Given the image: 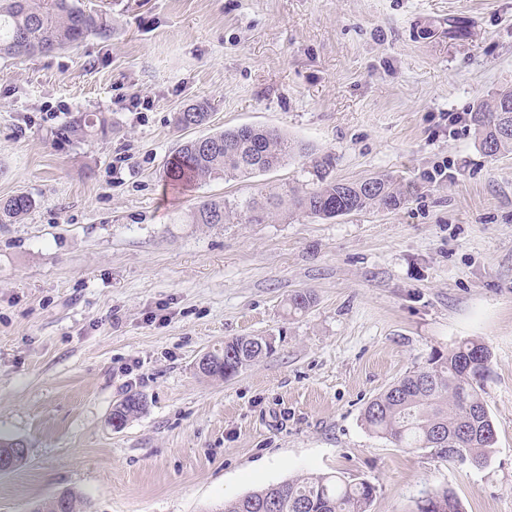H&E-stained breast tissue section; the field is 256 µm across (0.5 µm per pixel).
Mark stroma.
Segmentation results:
<instances>
[{
    "label": "stroma",
    "instance_id": "1",
    "mask_svg": "<svg viewBox=\"0 0 512 512\" xmlns=\"http://www.w3.org/2000/svg\"><path fill=\"white\" fill-rule=\"evenodd\" d=\"M79 4L105 35L0 59V199L37 202L0 224V434L28 444L0 474V512L66 491L87 512H222L319 473L370 481L371 512H414L444 487L464 512H512V152L485 156L470 121L512 88V0ZM200 99L209 124L178 126ZM84 113L104 129L69 135ZM245 124L332 155L335 178L391 176L407 201L191 223L204 200L307 180L297 157L171 185L180 143ZM441 163L447 177L428 181ZM306 289L314 304L291 310ZM252 335L272 353L227 381L196 373ZM471 338L491 353L486 465L368 432L374 396ZM129 392L146 407L113 428Z\"/></svg>",
    "mask_w": 512,
    "mask_h": 512
}]
</instances>
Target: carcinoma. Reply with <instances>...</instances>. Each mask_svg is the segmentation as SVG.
<instances>
[{"mask_svg": "<svg viewBox=\"0 0 512 512\" xmlns=\"http://www.w3.org/2000/svg\"><path fill=\"white\" fill-rule=\"evenodd\" d=\"M106 31V24L86 13L77 0H0V57L44 55L63 51ZM210 105L197 101L177 113L188 129L207 124ZM483 153L494 158L512 151V88L471 112ZM294 156L309 158L312 187L288 186L283 192L239 200H205L191 215L193 224H272L281 206L311 217L332 219L368 208H399L406 195L393 178L378 175L365 181L331 177L333 158L315 156L275 129L226 128L176 149L168 171L176 181L191 183L237 180L265 174ZM36 207V200L17 194L0 200V224H16ZM314 303L308 290L290 295L288 304L304 312ZM273 351L264 336H238L211 351L224 360V370L207 373L228 380ZM490 352L476 339H466L432 357L427 365L390 384L367 403L362 421L368 431L400 448L428 449L450 461L484 465L496 443V430L484 399ZM145 409L143 397L130 393L112 409V421L124 426ZM376 496L371 482L330 474H305L254 491L224 506V512H369ZM415 512H462L456 495L441 488L424 493Z\"/></svg>", "mask_w": 512, "mask_h": 512, "instance_id": "cac0c4a2", "label": "carcinoma"}]
</instances>
